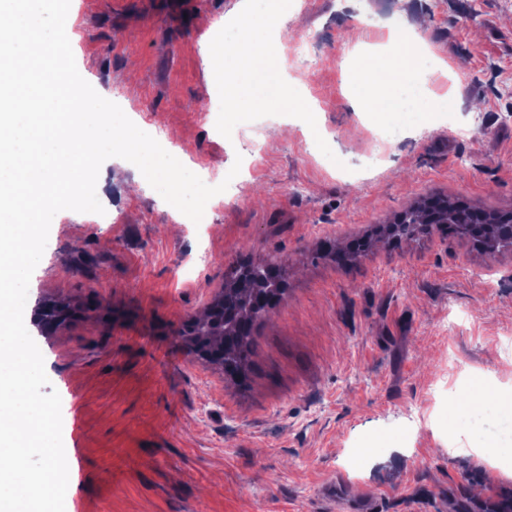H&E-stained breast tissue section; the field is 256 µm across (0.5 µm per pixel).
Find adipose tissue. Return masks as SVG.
Returning a JSON list of instances; mask_svg holds the SVG:
<instances>
[{
  "label": "adipose tissue",
  "instance_id": "obj_1",
  "mask_svg": "<svg viewBox=\"0 0 512 512\" xmlns=\"http://www.w3.org/2000/svg\"><path fill=\"white\" fill-rule=\"evenodd\" d=\"M258 6L253 0H243L238 17V32L234 38L219 45H209L206 53L211 66L232 69L238 63H245L256 88L250 100L267 112L293 111L298 107L295 98L281 93L283 77L288 66L284 58L277 56L271 48L262 46L253 30V16ZM413 28L396 24L388 29V42L394 50L393 56L362 65L356 81L360 88L369 92L361 104L368 111L385 116L399 111V94L404 90H416L426 84V62L443 67L441 59L433 58L428 47H421L418 53H409L415 44Z\"/></svg>",
  "mask_w": 512,
  "mask_h": 512
}]
</instances>
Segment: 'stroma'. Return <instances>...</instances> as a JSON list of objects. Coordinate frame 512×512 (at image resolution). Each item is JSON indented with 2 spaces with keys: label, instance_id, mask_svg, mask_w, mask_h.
Masks as SVG:
<instances>
[{
  "label": "stroma",
  "instance_id": "stroma-1",
  "mask_svg": "<svg viewBox=\"0 0 512 512\" xmlns=\"http://www.w3.org/2000/svg\"><path fill=\"white\" fill-rule=\"evenodd\" d=\"M240 2L72 0L87 82L122 94L207 185L240 168L234 198L209 200L196 224L103 173L104 219L62 211L50 226L24 315L72 309L35 342L61 397L73 512H332L320 487L338 477L349 499L374 491L380 512H471L512 493V475L475 453L500 438L477 439L459 413L483 383L512 394V254L438 231L374 239L431 196L512 210V0H288L293 20L266 41L286 56L315 39L318 69L290 75L307 111L242 104L240 70L218 128L203 105L224 74L206 47ZM390 22L449 64L430 89L459 111L357 109L355 75ZM376 128L401 138L355 174ZM367 238L350 263L323 253ZM243 262L282 268L288 288L254 325L240 384L175 332Z\"/></svg>",
  "mask_w": 512,
  "mask_h": 512
}]
</instances>
